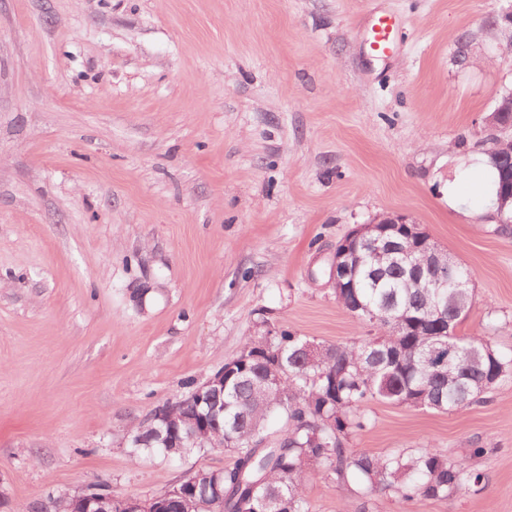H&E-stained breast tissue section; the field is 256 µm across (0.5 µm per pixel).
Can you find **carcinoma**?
I'll return each mask as SVG.
<instances>
[{"label": "carcinoma", "instance_id": "obj_1", "mask_svg": "<svg viewBox=\"0 0 512 512\" xmlns=\"http://www.w3.org/2000/svg\"><path fill=\"white\" fill-rule=\"evenodd\" d=\"M355 287L336 292L338 303L370 333L347 343L323 344L309 358V340L288 330L266 328L272 356L261 348L265 336H249L239 352L245 358L225 373L224 419L210 426L208 439L224 436V450L234 455L232 466L212 471L224 495L205 500L180 493L181 485L156 502L158 512H313L305 486L318 472L338 486L359 481L354 489L362 499L393 496L400 501L443 499L482 483L483 476L465 458H453L434 448L412 453L369 454L346 447L349 437L370 424L361 407L374 400L440 412L468 407L487 393L485 377L500 381L512 375V352L494 347L483 361L461 362L464 350L483 345L475 336L456 329L474 303L471 282L462 265L448 273L442 288H418L398 265L366 252L355 258ZM453 334L443 330L446 323ZM288 368L277 385L270 374ZM194 390L186 393L175 418L189 425L196 419ZM273 416L282 428L266 430ZM131 453L182 456L141 423L130 439Z\"/></svg>", "mask_w": 512, "mask_h": 512}]
</instances>
